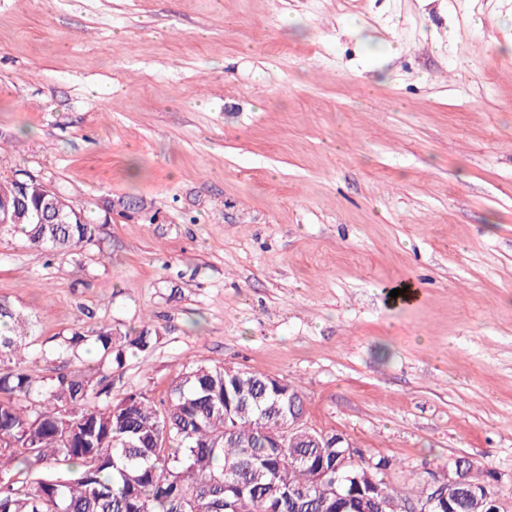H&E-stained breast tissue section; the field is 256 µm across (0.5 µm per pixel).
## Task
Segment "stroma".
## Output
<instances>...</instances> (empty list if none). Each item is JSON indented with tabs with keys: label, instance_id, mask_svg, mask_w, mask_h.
<instances>
[{
	"label": "stroma",
	"instance_id": "1",
	"mask_svg": "<svg viewBox=\"0 0 512 512\" xmlns=\"http://www.w3.org/2000/svg\"><path fill=\"white\" fill-rule=\"evenodd\" d=\"M505 61L512 0H0V172L96 228L0 240L30 372L151 320L113 397L202 363L284 378L390 484L465 457L512 512ZM159 339V329L152 323H145L138 331L123 335L107 325L84 330L75 329L58 345V355H69L79 359L80 352L87 346L93 347L100 355V365L113 372L123 369L127 359L139 357L153 349Z\"/></svg>",
	"mask_w": 512,
	"mask_h": 512
}]
</instances>
